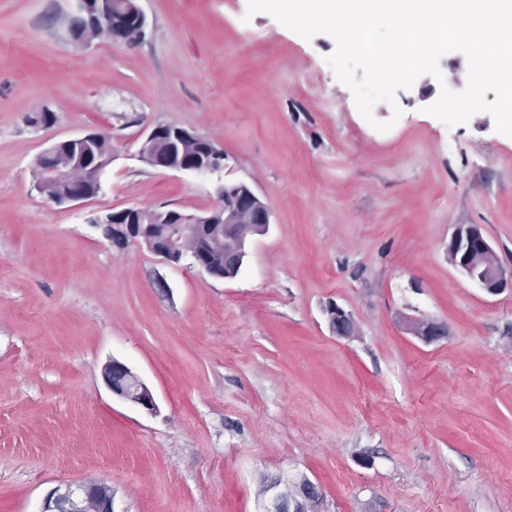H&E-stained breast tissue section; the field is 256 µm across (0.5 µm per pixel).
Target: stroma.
<instances>
[{
	"mask_svg": "<svg viewBox=\"0 0 512 512\" xmlns=\"http://www.w3.org/2000/svg\"><path fill=\"white\" fill-rule=\"evenodd\" d=\"M139 5L138 43L81 45L69 0H0V512L92 481L116 512H261L278 477L316 483L321 512H512V293L448 260L474 224L512 270V137L485 112H426L465 88V55L378 103L380 132L327 67L329 35L248 0ZM158 124L214 142L223 169L135 160ZM90 131L117 158L94 198L59 206L36 161ZM227 179L272 214L231 280L116 250L88 221L203 212ZM331 302L355 336L330 332ZM405 316L447 334L423 343ZM112 358L156 413L112 396Z\"/></svg>",
	"mask_w": 512,
	"mask_h": 512,
	"instance_id": "35a3bbf8",
	"label": "stroma"
}]
</instances>
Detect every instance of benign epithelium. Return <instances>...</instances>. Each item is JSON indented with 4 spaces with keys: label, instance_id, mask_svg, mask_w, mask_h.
Segmentation results:
<instances>
[{
    "label": "benign epithelium",
    "instance_id": "7a95c632",
    "mask_svg": "<svg viewBox=\"0 0 512 512\" xmlns=\"http://www.w3.org/2000/svg\"><path fill=\"white\" fill-rule=\"evenodd\" d=\"M72 17L69 31L74 32L85 25H92L97 32L114 43L132 44L140 40L147 25L146 16L138 0H71ZM98 133L88 132L69 139L84 149V157L74 161L68 170L57 164L59 145H54L40 155V177L37 184L40 193L58 205L75 206L86 202V197L75 190L64 195L51 193L53 185L61 175L75 184L83 181L99 182L106 168L115 160L116 154L95 152ZM200 136L193 131L174 125H156L143 134L136 153L138 161L178 172L196 174L214 173L223 167V149L212 142L205 144L204 154L194 160L183 157L182 146L187 141H198ZM224 211V239L229 242L237 257L233 273H221L205 264L186 248V240L195 236L196 225L213 221L209 213L174 212L172 209L148 210L147 224H114L112 214L91 219L101 236L112 241L120 235L126 245L143 246L169 264L177 265L186 257L210 276L234 278L248 255V246L257 236L265 235L271 224L268 206L241 182H226L218 189ZM177 214L174 238L160 245L153 235V224L165 223L172 214ZM450 263L465 277L477 284L486 293L497 295L509 288L512 290V270L507 271L498 260L490 241L475 225L460 226L448 245ZM328 326L332 334L349 337L355 333L356 324L352 315L335 303L325 309ZM404 325L412 335L424 343H433L445 335L441 324L423 317L407 316ZM103 379L112 394L149 413L157 412V403L151 389L125 363L112 359L103 367ZM281 481L268 485V499L264 512H320L322 494L319 487L308 479L296 483L292 490L280 489ZM42 512H115L112 487L106 483L68 484L57 489L49 497Z\"/></svg>",
    "mask_w": 512,
    "mask_h": 512
}]
</instances>
